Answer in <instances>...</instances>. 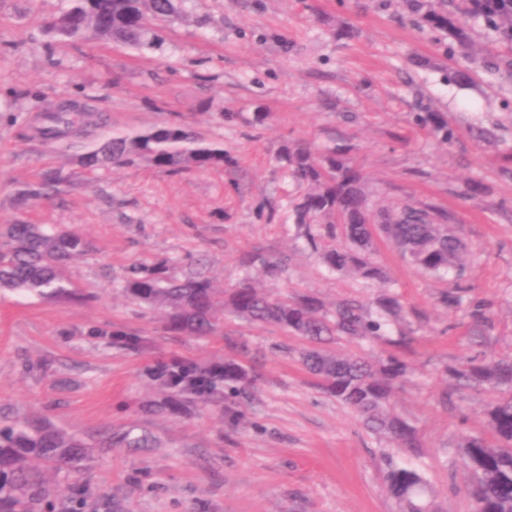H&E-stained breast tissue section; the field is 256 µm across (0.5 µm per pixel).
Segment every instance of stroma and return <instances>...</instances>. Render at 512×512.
<instances>
[{"mask_svg":"<svg viewBox=\"0 0 512 512\" xmlns=\"http://www.w3.org/2000/svg\"><path fill=\"white\" fill-rule=\"evenodd\" d=\"M427 2L464 28L466 46L420 28L413 0H180L140 51L50 38L43 25L68 0H0V225L71 228L92 246L65 269L70 298L0 291V417L91 444L81 473L51 475V505L35 512H397L383 475L404 463L424 472L442 512H471L458 435L489 436L484 410L498 394L461 387L444 368L512 359V42L467 0ZM73 100L81 121L48 143L47 114ZM429 112L451 143L421 125ZM162 122L222 146L224 166L82 165L103 139ZM306 141L345 150L376 207L452 212L474 255L468 295L492 304L493 328L477 338L466 308L438 303L455 277L423 274L376 236L372 257L407 314L382 339L340 337L332 349L406 362L391 406L416 427L418 453L369 434L325 393L300 362L302 337L231 318L213 336L175 333L121 288L128 268L164 259L175 273L201 267L223 289L249 281L275 298L351 299L375 313L381 288L330 272L292 220L301 188L279 156ZM59 169L66 192L17 203L21 185ZM471 180L482 186L474 198ZM256 252L285 259L281 273L247 264ZM401 333L399 351L390 341ZM227 357L257 376L245 403L164 404L158 367Z\"/></svg>","mask_w":512,"mask_h":512,"instance_id":"stroma-1","label":"stroma"}]
</instances>
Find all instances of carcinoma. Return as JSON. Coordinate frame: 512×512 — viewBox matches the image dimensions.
I'll list each match as a JSON object with an SVG mask.
<instances>
[{
    "label": "carcinoma",
    "instance_id": "obj_1",
    "mask_svg": "<svg viewBox=\"0 0 512 512\" xmlns=\"http://www.w3.org/2000/svg\"><path fill=\"white\" fill-rule=\"evenodd\" d=\"M70 2L71 7L48 24L51 33L81 39L91 32L136 49L144 47L151 20L174 11L173 0ZM419 20L432 29L450 33L461 44L466 41L464 30L455 26L445 12L429 9L420 14ZM77 120L74 112H57L44 135L55 139L60 126H71ZM420 120L439 142L451 141L448 126L437 115L422 116ZM141 160L167 171L209 169L224 166L225 153L224 148L191 135L179 125L160 123L145 132L107 139L83 157V164L96 168L134 165ZM279 162L287 176L305 186L294 207V220L310 247L330 270L384 288L379 305L385 314L399 318L404 307L398 296L386 290L385 273L372 258L375 228L421 271L434 275L452 272L457 279L463 278L469 250L463 238L450 228L449 213L404 205L396 214L378 213L379 224L373 225L363 175L344 152L315 149L303 142L285 147ZM69 183L64 172L50 173L25 185L18 192V202L58 195ZM326 239L332 244H324ZM88 249L87 240L72 230L6 224L0 228V290L62 297L67 294L63 269ZM168 271L165 261L152 268L133 265L121 288L153 310H166L167 326L174 332L209 336L220 329L224 316L231 315L253 323H274L304 337L311 347L303 353L302 364L329 395L355 410L367 431L387 437L398 448L414 451L420 447L416 430L389 409L394 384L403 376L405 365L394 356L373 364L362 357L331 355L325 349L338 336L352 340L382 336L383 323L367 318L359 305L340 301L329 312L312 295H298L289 301L276 299L249 282L221 290L198 270L190 268L181 277L171 276ZM471 306L476 324L490 329V304L477 301ZM448 372L471 388L507 390L486 410L493 439L462 434L459 447L463 465L471 473L473 495L468 501L472 512H512V360L468 359ZM255 381L256 377L234 359L226 358L219 365L196 367L186 384L175 392L192 402L213 394L222 384L226 396L244 398ZM201 382L207 384L203 393L197 390ZM88 447L90 444L43 422L18 419L1 423L0 512H29L31 504L47 494V472L80 471ZM384 481L401 512H434L432 504L423 500L426 480L414 466L395 464L386 471Z\"/></svg>",
    "mask_w": 512,
    "mask_h": 512
}]
</instances>
